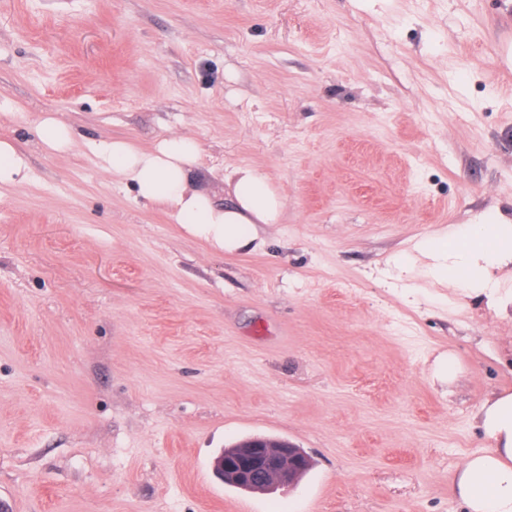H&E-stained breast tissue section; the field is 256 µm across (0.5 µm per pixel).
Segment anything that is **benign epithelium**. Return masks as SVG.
Wrapping results in <instances>:
<instances>
[{"label":"benign epithelium","instance_id":"benign-epithelium-1","mask_svg":"<svg viewBox=\"0 0 512 512\" xmlns=\"http://www.w3.org/2000/svg\"><path fill=\"white\" fill-rule=\"evenodd\" d=\"M309 462L310 456L287 440L252 436L218 456L214 468L227 483L270 492L293 487Z\"/></svg>","mask_w":512,"mask_h":512}]
</instances>
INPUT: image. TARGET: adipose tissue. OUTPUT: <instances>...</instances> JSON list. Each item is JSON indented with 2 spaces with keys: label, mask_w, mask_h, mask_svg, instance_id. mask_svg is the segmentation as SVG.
I'll list each match as a JSON object with an SVG mask.
<instances>
[{
  "label": "adipose tissue",
  "mask_w": 512,
  "mask_h": 512,
  "mask_svg": "<svg viewBox=\"0 0 512 512\" xmlns=\"http://www.w3.org/2000/svg\"><path fill=\"white\" fill-rule=\"evenodd\" d=\"M88 149L119 182L132 185L144 204L163 207L173 223L217 251L259 250L263 245L259 225L276 224L282 218L284 200L257 168L226 170L230 199L222 205L192 187L188 172L199 155L192 138L169 137L149 151L127 139L92 142ZM431 254L435 260L431 273L439 280L447 279L452 266L471 276L490 265L512 264V225L493 229L482 248L451 253L435 247ZM474 418L491 446L466 457L451 477L452 487L468 512H512V392L484 400Z\"/></svg>",
  "instance_id": "obj_1"
}]
</instances>
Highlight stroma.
<instances>
[{"label":"stroma","instance_id":"stroma-1","mask_svg":"<svg viewBox=\"0 0 512 512\" xmlns=\"http://www.w3.org/2000/svg\"><path fill=\"white\" fill-rule=\"evenodd\" d=\"M511 48L506 0H0V137L31 169L0 189L10 512H466L449 476L512 390V317L421 246L512 220ZM173 135L216 202L225 167L268 175L260 250L210 248L85 147ZM256 435L310 455L292 490L216 476ZM38 140L50 151L63 152L71 148L74 142L72 129L53 116L44 117L35 128Z\"/></svg>","mask_w":512,"mask_h":512}]
</instances>
